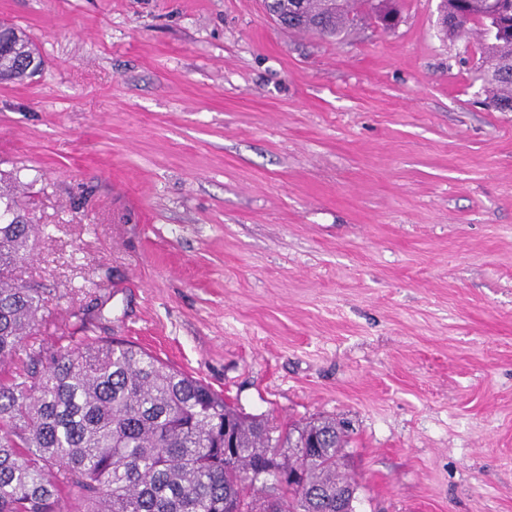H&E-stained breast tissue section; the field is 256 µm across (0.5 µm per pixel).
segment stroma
<instances>
[{
  "instance_id": "stroma-1",
  "label": "stroma",
  "mask_w": 512,
  "mask_h": 512,
  "mask_svg": "<svg viewBox=\"0 0 512 512\" xmlns=\"http://www.w3.org/2000/svg\"><path fill=\"white\" fill-rule=\"evenodd\" d=\"M281 28L263 0H0L22 343L132 342L278 424L350 421L357 512H512V112L440 0ZM0 26L3 28L0 37V79L34 74L29 66L37 57L29 39L12 26L2 23Z\"/></svg>"
}]
</instances>
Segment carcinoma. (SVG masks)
<instances>
[{
	"mask_svg": "<svg viewBox=\"0 0 512 512\" xmlns=\"http://www.w3.org/2000/svg\"><path fill=\"white\" fill-rule=\"evenodd\" d=\"M289 29L337 38L389 0H269ZM485 0H441L447 37L478 24ZM491 105L512 112V33L482 36ZM29 39L0 26V79L23 78ZM0 208V512H354L342 472L345 423L288 432L242 414L195 377L132 343L71 336L14 357L35 325L37 289L12 279L34 227ZM284 448L278 471L273 449ZM296 473V482L280 478Z\"/></svg>",
	"mask_w": 512,
	"mask_h": 512,
	"instance_id": "carcinoma-1",
	"label": "carcinoma"
}]
</instances>
